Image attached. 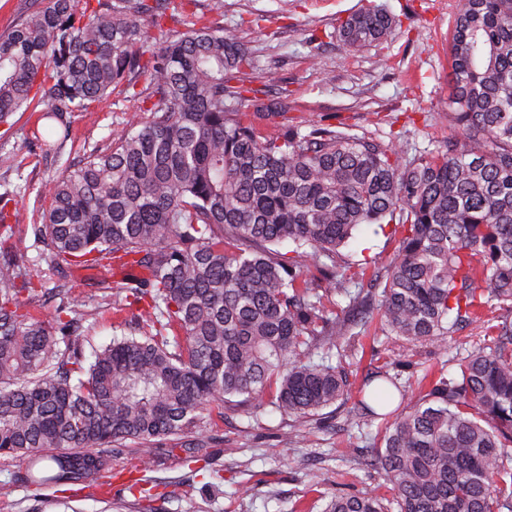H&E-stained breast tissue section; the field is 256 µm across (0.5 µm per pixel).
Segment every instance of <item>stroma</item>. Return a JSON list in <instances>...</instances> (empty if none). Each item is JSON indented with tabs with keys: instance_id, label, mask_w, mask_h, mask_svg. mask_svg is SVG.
<instances>
[{
	"instance_id": "1",
	"label": "stroma",
	"mask_w": 512,
	"mask_h": 512,
	"mask_svg": "<svg viewBox=\"0 0 512 512\" xmlns=\"http://www.w3.org/2000/svg\"><path fill=\"white\" fill-rule=\"evenodd\" d=\"M382 2L401 21L385 42L359 54L344 50L332 32L348 15ZM215 15V14H214ZM219 26L237 28L256 66L251 85L266 88L268 98L285 96V123L315 122L377 133L402 148H431L447 140L449 44L454 29L453 0H224L215 15ZM138 101L112 94L93 111L73 116L72 149L65 157L78 165L83 145L105 142L125 129L126 114ZM12 129L0 126V183L22 185L16 206L25 219L13 228L15 249L36 257L31 223L48 207L44 186L57 169L28 147L30 115L20 112ZM398 247L390 231L365 226L342 248L351 266L387 264ZM34 283H68L84 301L88 314L79 325L86 352L107 345L113 336L112 306L89 280L88 270L72 267L55 272L47 264L31 268ZM484 333L472 326L441 347L406 351L378 324L365 327L361 344L348 358L356 390L367 370L384 363L411 360L398 381L416 392L425 370L456 373L457 356L482 347ZM298 438L291 421L272 407L240 405L206 411L199 437L220 445L207 460H196L184 441L159 446L149 466L131 449L113 454L111 485L95 490L81 485L33 493L20 481L26 463L0 457V512H140L150 497L155 512H322L323 494L364 493L384 489L380 471L361 463L355 451L369 447L377 423L357 425L345 408L332 413L329 427L312 424Z\"/></svg>"
}]
</instances>
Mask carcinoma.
<instances>
[{"mask_svg": "<svg viewBox=\"0 0 512 512\" xmlns=\"http://www.w3.org/2000/svg\"><path fill=\"white\" fill-rule=\"evenodd\" d=\"M189 4L46 0L0 36V125L44 105L42 155L62 157L72 113L117 89L147 113L48 180L31 225L39 259L96 269L101 289L115 262L144 273L121 287V335L93 360L67 285L34 287L28 257L6 246L22 186L0 193V456L26 459L22 480L40 491L96 479L129 441L150 453L198 432L212 403L316 421L347 399L345 349L363 324L330 308L342 296L408 351L471 325L487 344L452 376L424 375L409 403L387 367L365 376L349 414L386 424L353 453L391 497L336 493L323 512H512V0H457L448 125L464 144L413 156L348 127L259 132L285 104L246 85L254 62L237 31L204 16L166 26ZM398 23L374 6L349 15L339 41L360 53ZM152 30L160 49L147 57ZM385 223L398 250L372 289L354 290L365 271L339 248ZM54 300L50 324L39 309ZM320 348L337 362H314Z\"/></svg>", "mask_w": 512, "mask_h": 512, "instance_id": "1", "label": "carcinoma"}]
</instances>
